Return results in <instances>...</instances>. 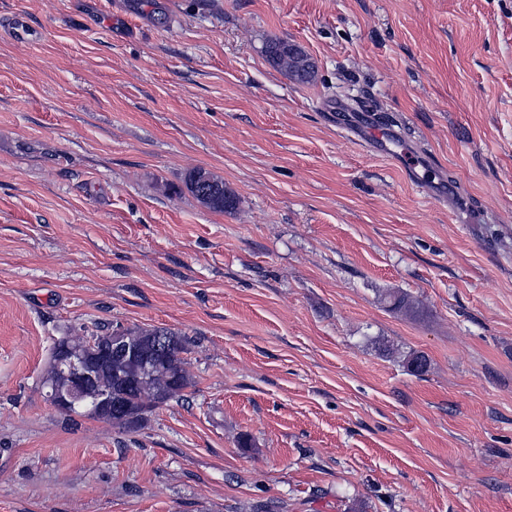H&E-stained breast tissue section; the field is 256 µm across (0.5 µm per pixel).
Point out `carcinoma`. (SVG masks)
<instances>
[{"instance_id":"cac0c4a2","label":"carcinoma","mask_w":512,"mask_h":512,"mask_svg":"<svg viewBox=\"0 0 512 512\" xmlns=\"http://www.w3.org/2000/svg\"><path fill=\"white\" fill-rule=\"evenodd\" d=\"M268 60L293 75L299 81L313 76V67L306 54L283 39L269 41L264 49ZM189 191L207 207L228 212L235 209L237 197L224 187V180L204 168L191 170L185 179ZM124 343L149 350L155 355L152 373L143 375L137 359L112 350L111 333L83 328V334L64 338L73 351H84L89 344L109 351L110 364L98 371L85 388L90 403L105 395L129 405V410L114 411L107 417L113 425L126 431L139 429L145 414L174 398L184 396L193 386L184 354L188 341L181 333L167 328H126L122 330Z\"/></svg>"}]
</instances>
